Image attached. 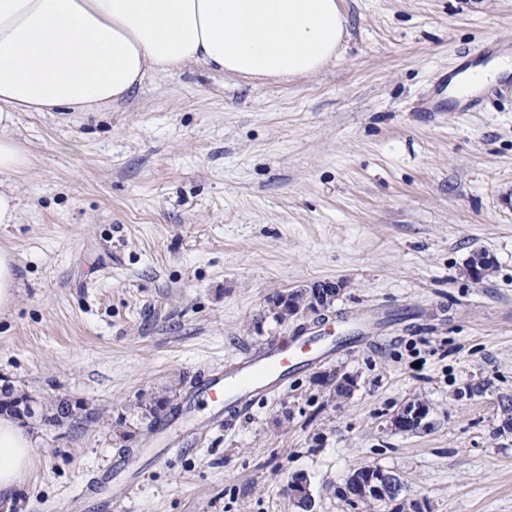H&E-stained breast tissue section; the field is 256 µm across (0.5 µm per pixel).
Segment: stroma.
Instances as JSON below:
<instances>
[{"label": "stroma", "mask_w": 512, "mask_h": 512, "mask_svg": "<svg viewBox=\"0 0 512 512\" xmlns=\"http://www.w3.org/2000/svg\"><path fill=\"white\" fill-rule=\"evenodd\" d=\"M336 62L288 81L197 65L154 75L100 112H20L30 164L10 176L19 218L0 248L19 287L0 312V378L94 415L44 428L0 512H315L364 466L398 475L428 512H512V80L477 112L420 101L461 50L512 45V0H338ZM492 267L469 274L474 252ZM342 283L332 313L366 343L306 370L228 427L197 402L186 451L159 456L133 405L185 403L209 368L295 335L277 294ZM355 388L345 399L334 377ZM410 402L413 431L390 421ZM143 468L111 501L112 471Z\"/></svg>", "instance_id": "obj_1"}]
</instances>
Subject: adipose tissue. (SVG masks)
Here are the masks:
<instances>
[{
	"label": "adipose tissue",
	"mask_w": 512,
	"mask_h": 512,
	"mask_svg": "<svg viewBox=\"0 0 512 512\" xmlns=\"http://www.w3.org/2000/svg\"><path fill=\"white\" fill-rule=\"evenodd\" d=\"M346 25L337 0H0V127L18 112H97L195 64L308 76L336 60ZM36 446L0 417V492L21 485Z\"/></svg>",
	"instance_id": "ef3b65f1"
}]
</instances>
